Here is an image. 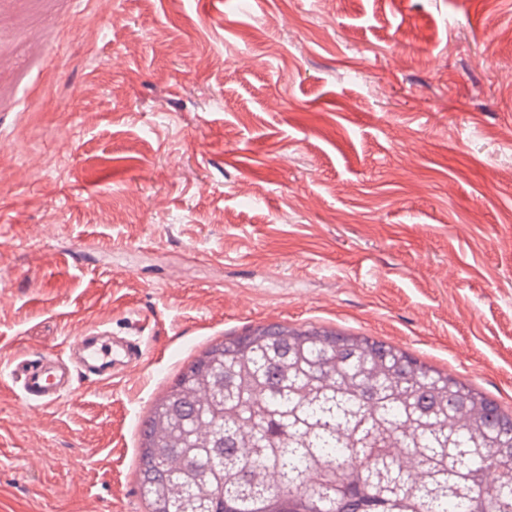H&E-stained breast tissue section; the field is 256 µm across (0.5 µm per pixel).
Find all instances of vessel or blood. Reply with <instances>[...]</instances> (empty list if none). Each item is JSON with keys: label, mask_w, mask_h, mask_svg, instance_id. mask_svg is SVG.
Listing matches in <instances>:
<instances>
[{"label": "vessel or blood", "mask_w": 512, "mask_h": 512, "mask_svg": "<svg viewBox=\"0 0 512 512\" xmlns=\"http://www.w3.org/2000/svg\"><path fill=\"white\" fill-rule=\"evenodd\" d=\"M71 352L78 360L74 371L41 360H24L15 366L12 374L23 393L25 407L38 410L55 404L72 390L75 377L107 381L141 360L138 342L123 345L97 329L81 336Z\"/></svg>", "instance_id": "1"}]
</instances>
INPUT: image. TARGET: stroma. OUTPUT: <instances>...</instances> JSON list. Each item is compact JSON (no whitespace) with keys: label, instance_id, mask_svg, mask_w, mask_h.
Wrapping results in <instances>:
<instances>
[{"label":"stroma","instance_id":"35a3bbf8","mask_svg":"<svg viewBox=\"0 0 512 512\" xmlns=\"http://www.w3.org/2000/svg\"><path fill=\"white\" fill-rule=\"evenodd\" d=\"M276 318L512 404V0H0V512H145L165 374ZM97 325L140 367L22 416ZM12 374L23 393L25 407L30 410L53 405L73 389L74 375L70 369L43 360L21 361Z\"/></svg>","mask_w":512,"mask_h":512}]
</instances>
